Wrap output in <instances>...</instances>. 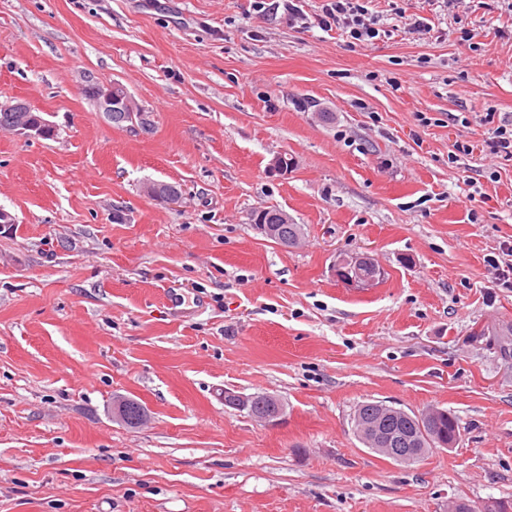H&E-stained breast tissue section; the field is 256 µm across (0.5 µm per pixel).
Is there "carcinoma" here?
Listing matches in <instances>:
<instances>
[{
    "label": "carcinoma",
    "instance_id": "cac0c4a2",
    "mask_svg": "<svg viewBox=\"0 0 512 512\" xmlns=\"http://www.w3.org/2000/svg\"><path fill=\"white\" fill-rule=\"evenodd\" d=\"M262 218L265 223L275 226L271 240L284 248L295 246L302 233L301 225L282 222V211L267 209ZM224 405L247 413L258 421L271 418L276 414L284 415V404L276 399L271 400L266 393L249 395L248 402L242 406L232 398H225ZM354 431L359 441L370 450L381 453L375 435L369 432V427L395 428L404 442L391 447L386 457L399 464H414L421 461L437 447L447 448L454 441L459 426L455 417L448 411L438 409L435 417H430L426 411L420 415L408 413L400 408L385 404L383 401H367L361 403L355 410Z\"/></svg>",
    "mask_w": 512,
    "mask_h": 512
}]
</instances>
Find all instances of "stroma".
Returning a JSON list of instances; mask_svg holds the SVG:
<instances>
[{
  "label": "stroma",
  "instance_id": "1",
  "mask_svg": "<svg viewBox=\"0 0 512 512\" xmlns=\"http://www.w3.org/2000/svg\"><path fill=\"white\" fill-rule=\"evenodd\" d=\"M321 4L291 24L255 0H0V99L57 128L0 138V512L512 502V288L487 264L512 244V161L449 119H512V0H371L369 45L320 27ZM112 82L141 121L85 94ZM268 208L301 225L294 248L255 229ZM342 252L384 280L346 287ZM170 286L190 318L167 316ZM371 399L448 410L459 438L396 463L354 433ZM230 394H235L232 392H227L224 405L239 410L240 412L246 411L247 415L253 419L258 421H265L267 424L274 425L280 421V419H269L272 418L275 414H279L280 416H284L285 414V406L284 404L275 397V400H271L268 398L267 393H254L249 395L247 404H236L233 398H229Z\"/></svg>",
  "mask_w": 512,
  "mask_h": 512
}]
</instances>
